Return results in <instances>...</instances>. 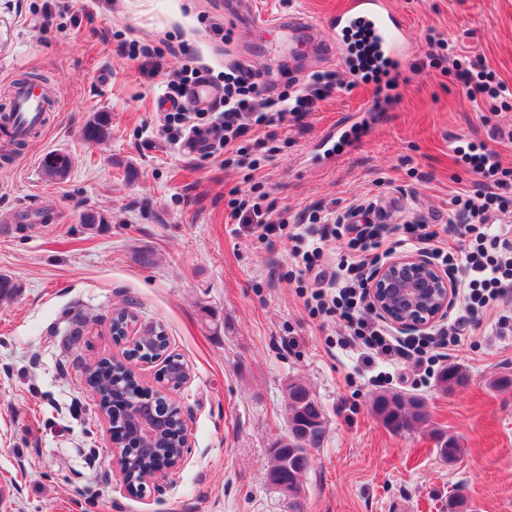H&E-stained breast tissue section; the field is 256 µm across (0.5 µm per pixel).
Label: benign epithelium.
<instances>
[{"label": "benign epithelium", "mask_w": 512, "mask_h": 512, "mask_svg": "<svg viewBox=\"0 0 512 512\" xmlns=\"http://www.w3.org/2000/svg\"><path fill=\"white\" fill-rule=\"evenodd\" d=\"M368 298L372 311L387 323L404 330L425 331L448 316L455 301V284L445 270L426 257L419 254H400L374 270L369 281ZM124 323L126 326L121 335L116 337L120 344L123 343L124 337L131 336L133 344L137 345L144 336L159 332L157 325L136 326V317L129 310L125 311ZM137 359L139 356L130 349L111 359L101 360L97 365L110 379L127 377L136 381L138 377L134 361ZM188 377L189 373L186 372L178 380L167 381L164 371H159V380L164 382V387L156 395V401L161 408L179 413L184 453L191 442L187 417L180 408L168 404L166 393L170 389L181 387ZM96 395L98 412L109 424L113 461L124 475L133 467L134 441H143V453L149 455L156 452L155 448L148 445V440L163 427L162 418L142 407L143 397L139 394L125 406L126 419L122 422L109 412L111 398L99 390L96 391ZM183 461L182 457L174 462L160 458L151 470L143 475L142 485L127 484L125 490L138 494L148 485L158 487L182 465Z\"/></svg>", "instance_id": "benign-epithelium-1"}]
</instances>
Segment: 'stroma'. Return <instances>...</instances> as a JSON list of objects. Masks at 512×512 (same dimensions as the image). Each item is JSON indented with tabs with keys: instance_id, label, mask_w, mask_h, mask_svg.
<instances>
[{
	"instance_id": "obj_1",
	"label": "stroma",
	"mask_w": 512,
	"mask_h": 512,
	"mask_svg": "<svg viewBox=\"0 0 512 512\" xmlns=\"http://www.w3.org/2000/svg\"><path fill=\"white\" fill-rule=\"evenodd\" d=\"M343 0H73L43 32L47 0H0V113L14 83L50 78L55 102L43 130L17 143L0 133V274L18 285L0 302V512H293L265 481L270 444L288 433L286 385L304 382L326 414L308 447L302 512H512V331L481 321L452 363L468 375L446 389L404 366L366 362L339 324L320 325L297 294L289 243L268 249L246 224L226 221L232 188L261 184L276 209L359 201L386 223H447L449 200L471 177L455 149L474 155L489 131H512V109L478 108L451 76L427 68L372 111L373 88L339 89L318 111L277 130L266 167L223 165L161 136L157 102L184 68L185 48L221 71L239 59L282 85L335 69L306 57L272 58L262 17L320 22ZM412 31L409 63L429 31L479 52L512 89V0H391ZM230 29L221 41L215 26ZM171 41L159 64L128 44ZM332 157L316 145L343 113ZM106 136L88 140L94 116ZM457 147H449L450 136ZM70 164L43 169L48 154ZM100 217L88 226L86 214ZM149 254L142 263L140 254ZM129 307L164 328L190 378L169 399L189 419L191 446L161 488L125 492L106 428L81 381V361L111 356L112 311ZM421 398L428 420L388 431L371 404L380 393ZM456 440L447 462L438 435Z\"/></svg>"
}]
</instances>
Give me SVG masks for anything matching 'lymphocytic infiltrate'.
<instances>
[{
  "label": "lymphocytic infiltrate",
  "instance_id": "obj_1",
  "mask_svg": "<svg viewBox=\"0 0 512 512\" xmlns=\"http://www.w3.org/2000/svg\"><path fill=\"white\" fill-rule=\"evenodd\" d=\"M451 71L458 86L475 102L505 98L507 86L494 80L481 55H457ZM222 95L211 108L182 107L164 113L162 133L171 144L195 143L206 158L239 152L241 140L256 128L300 120L329 98L341 78L338 73H314L307 80H289L271 94L259 72L237 62L224 70ZM474 182L483 197L473 206L464 192L451 197V214L444 224H415L406 236H394L384 224H358L369 207L320 205L299 215L295 223L276 215L259 187L232 189L229 218L259 230L261 239L280 235L293 243L289 254L298 281V294L309 314L335 317L366 355L402 360L413 369L438 361L443 352L462 350L479 318H492L497 327H512V168L479 161ZM502 218L491 228V218ZM348 236L350 251L336 263L326 259V246ZM413 246L447 266L458 276L460 313L429 336L397 337L371 316L365 306L367 274L382 255Z\"/></svg>",
  "mask_w": 512,
  "mask_h": 512
}]
</instances>
